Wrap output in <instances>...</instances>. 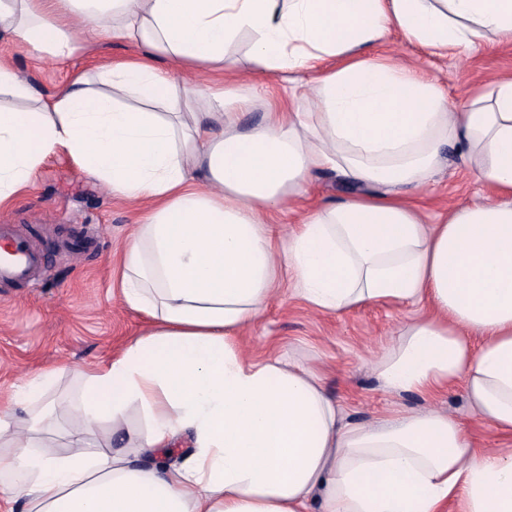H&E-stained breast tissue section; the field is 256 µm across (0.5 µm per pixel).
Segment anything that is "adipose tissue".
Wrapping results in <instances>:
<instances>
[{
    "mask_svg": "<svg viewBox=\"0 0 512 512\" xmlns=\"http://www.w3.org/2000/svg\"><path fill=\"white\" fill-rule=\"evenodd\" d=\"M394 31L434 53L512 44V0H0V34L28 55L65 56L79 38L96 54L93 74L50 98L0 57V96L24 103L0 106V211L55 156L151 205L120 284L148 328L84 372L66 452L26 410L48 377L0 410L13 512H512V77L449 111L436 82L370 55ZM245 35L242 61L227 49ZM104 40L136 52L97 55ZM245 67L293 98L248 133L239 120L265 89H241ZM207 72L224 78L176 85ZM449 152L490 195L429 224L407 194ZM323 170L358 193L274 247L269 216ZM280 269L317 311L431 307L376 360L379 380L432 396L464 379L472 413L509 446L478 448L433 408L345 421L317 370L243 356L238 333ZM104 422L116 446L92 439ZM184 438L188 456L157 462Z\"/></svg>",
    "mask_w": 512,
    "mask_h": 512,
    "instance_id": "obj_1",
    "label": "adipose tissue"
}]
</instances>
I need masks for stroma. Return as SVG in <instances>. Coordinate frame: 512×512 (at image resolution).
<instances>
[{"mask_svg":"<svg viewBox=\"0 0 512 512\" xmlns=\"http://www.w3.org/2000/svg\"><path fill=\"white\" fill-rule=\"evenodd\" d=\"M371 52L435 78L456 110L512 75V45L489 41L462 55L439 56L394 32ZM0 55L12 58L45 96L91 65L80 49L64 57L34 59L8 40H0ZM355 190L335 172L323 171L306 196L289 200L284 212L271 217L273 244H281L308 212ZM485 194L470 170L451 155L436 182L414 190L410 200L433 223ZM145 210V204L113 197L67 158L43 165L35 185L7 216L44 253L46 266L37 274L36 287H0V406L8 403L16 383L44 372L53 379L40 407L68 402L82 384L81 370L107 359L146 329V321L125 306L120 288L123 250ZM417 315L410 306L383 305L321 313L297 298L289 279L281 276L262 316L242 329V345L254 360L282 357L323 370L329 392L352 421L437 408L466 423L481 447H498V438L470 412L464 380L429 399L387 392L377 378L373 361L396 344L399 327Z\"/></svg>","mask_w":512,"mask_h":512,"instance_id":"1","label":"stroma"}]
</instances>
